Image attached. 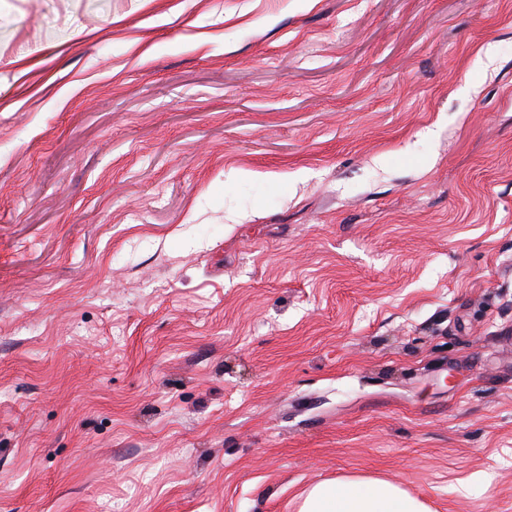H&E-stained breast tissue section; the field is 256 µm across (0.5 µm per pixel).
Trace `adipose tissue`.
Listing matches in <instances>:
<instances>
[{
  "label": "adipose tissue",
  "mask_w": 512,
  "mask_h": 512,
  "mask_svg": "<svg viewBox=\"0 0 512 512\" xmlns=\"http://www.w3.org/2000/svg\"><path fill=\"white\" fill-rule=\"evenodd\" d=\"M299 512H430L418 496L376 478L320 481L305 493Z\"/></svg>",
  "instance_id": "1"
}]
</instances>
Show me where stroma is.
<instances>
[{"label": "stroma", "mask_w": 512, "mask_h": 512, "mask_svg": "<svg viewBox=\"0 0 512 512\" xmlns=\"http://www.w3.org/2000/svg\"><path fill=\"white\" fill-rule=\"evenodd\" d=\"M355 478L512 512V0H0V512Z\"/></svg>", "instance_id": "35a3bbf8"}]
</instances>
